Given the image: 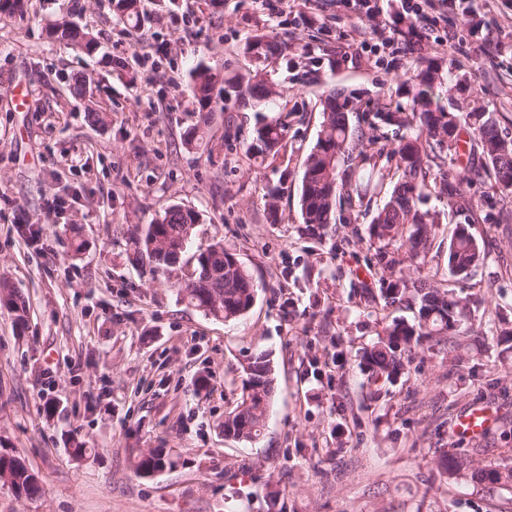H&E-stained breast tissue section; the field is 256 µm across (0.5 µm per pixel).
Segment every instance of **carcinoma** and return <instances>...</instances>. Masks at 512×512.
Wrapping results in <instances>:
<instances>
[{
  "label": "carcinoma",
  "mask_w": 512,
  "mask_h": 512,
  "mask_svg": "<svg viewBox=\"0 0 512 512\" xmlns=\"http://www.w3.org/2000/svg\"><path fill=\"white\" fill-rule=\"evenodd\" d=\"M116 14L125 22L138 20V0H112ZM53 33L92 53L95 40L71 23L53 28ZM288 51V44L267 36H255L245 45V52L258 63ZM441 80L438 68L427 65L411 79L410 111L380 109L364 122L373 135L361 128H351L349 115L357 111L354 96L332 89L324 98L323 121L318 137L308 152L300 185V212L306 231L316 234L337 223V197L346 194L363 197L383 190L384 203L367 227L371 244L381 256L388 250H405L412 261L425 259L437 234V216L422 207L432 194L448 199V206L463 209L467 202L461 179L448 174V163L467 157L468 172L479 176L491 173L501 185L512 187V139L503 137L498 119L492 112L474 108L461 112L460 99L448 87V104L433 95L434 85ZM224 83V96L244 101H262L275 95L274 84L267 74L257 70L244 78L237 74L221 75L209 67H196L194 97L200 120L188 132L190 139H204L208 125L205 110L210 106L217 82ZM381 127L406 128L413 135L405 137L391 150L394 167L364 180L352 164L353 151L364 138L375 142ZM288 134V122L278 117L255 127L246 154L257 160L279 151ZM196 212L172 205L163 215L145 225L133 238V260L148 262L154 270H173L178 257L185 255L192 233L189 232ZM482 260L481 248L469 231V225H457L448 243V270L472 271ZM391 258L383 266L384 287L379 293L369 288L360 291L365 301L385 306L399 304L416 308L413 322L394 320L377 341L361 349L364 370L373 382H390L404 369V353L424 341L451 342L470 303L453 288H443L438 272L417 267L421 276L412 280L395 270ZM261 288L251 271L239 260L234 250L220 241L197 253L192 282L178 288L188 304L215 320L233 322L247 313ZM0 303L25 322L24 298L7 283H0ZM275 390L274 367L269 354H252L243 366L242 394L237 406L224 415V433L234 438L255 442L263 434ZM171 464L158 451H139L133 456L137 475L160 471ZM443 473L470 479L482 491L494 496L512 482V468L500 473V466L476 467L472 461L455 453L442 452L439 460ZM8 474L9 486L19 494L36 495L40 485L23 462L0 455V476Z\"/></svg>",
  "instance_id": "carcinoma-1"
}]
</instances>
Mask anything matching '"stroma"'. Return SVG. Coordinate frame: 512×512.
Here are the masks:
<instances>
[{"instance_id":"obj_1","label":"stroma","mask_w":512,"mask_h":512,"mask_svg":"<svg viewBox=\"0 0 512 512\" xmlns=\"http://www.w3.org/2000/svg\"><path fill=\"white\" fill-rule=\"evenodd\" d=\"M471 7L478 31L451 9L410 41L398 34L402 0H381L373 16L358 0H140L133 27L111 0H29L0 16V279L28 306L20 325L0 304V454L24 460L41 487L25 497L0 484V512H267L273 493L283 512H512V488L491 497L438 468L443 451L512 462V351L496 343L512 329V193L484 174L462 184L472 209L429 199L439 232L425 264L446 268L453 230L469 225L484 261L449 285L475 304L458 350L412 348L379 390L361 349L413 317L399 305L373 312L354 289L381 286L366 228L382 198L342 207L320 241L299 204L334 88L356 94L357 122L408 106L403 84L431 64L445 79L436 95L466 83L470 105L512 135V0ZM61 20L96 50L52 37ZM256 34L288 45L266 67L275 96L243 106L214 89L206 136L187 144L199 120L193 70L254 71L243 47ZM281 115L282 147L249 159L256 125ZM174 204L199 216L189 253L224 242L261 283L238 320L181 298L175 283L192 265L169 274L133 262L131 238ZM259 349L275 394L247 443L225 435L224 415ZM476 406L491 410V429L457 434ZM149 448L172 464L143 478L132 453Z\"/></svg>"}]
</instances>
